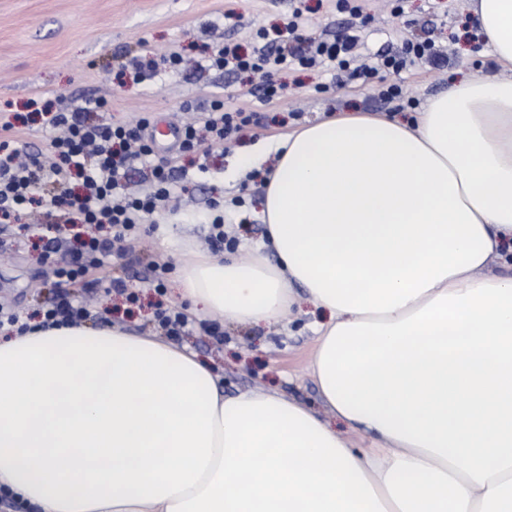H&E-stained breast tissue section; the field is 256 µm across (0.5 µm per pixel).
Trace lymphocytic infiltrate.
<instances>
[{
  "label": "lymphocytic infiltrate",
  "instance_id": "1",
  "mask_svg": "<svg viewBox=\"0 0 512 512\" xmlns=\"http://www.w3.org/2000/svg\"><path fill=\"white\" fill-rule=\"evenodd\" d=\"M304 26L302 18L289 21L285 30L291 41L273 51L260 47L249 54L237 47H215L205 59L206 66L265 76L263 99L270 102L280 95L276 76L291 67H326L355 80L381 72L401 76L411 56H425L436 63L441 60L429 45L410 43L398 54L361 57L356 53L359 34L315 40L303 36ZM153 124L149 113L133 122H115L103 116L92 120L79 109L55 113L51 119L54 134L46 148L52 159L48 166L40 158L28 156L27 145L20 139L0 140V224L19 220L26 209L41 211L48 234L49 272L57 284L88 292L114 291L136 302V294L129 292L124 280L102 277L100 271L111 257L137 240L139 225L148 223L158 211L173 213L178 208L173 192L176 168L171 163L152 165V186L146 193L129 191L125 184L131 161L149 163L155 154L150 137ZM259 124L257 112L226 108L223 98L216 96L195 121L179 125L175 152L205 159L213 146L229 143ZM49 181L60 187V194L46 196ZM60 224L86 229L67 259L61 258L62 244L54 235Z\"/></svg>",
  "mask_w": 512,
  "mask_h": 512
}]
</instances>
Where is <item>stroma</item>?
Segmentation results:
<instances>
[{"label": "stroma", "mask_w": 512, "mask_h": 512, "mask_svg": "<svg viewBox=\"0 0 512 512\" xmlns=\"http://www.w3.org/2000/svg\"><path fill=\"white\" fill-rule=\"evenodd\" d=\"M297 8L306 20L305 34L331 40L354 27L362 32L367 54L397 50L407 41L429 42L444 62L411 63L404 74L402 98L391 100L382 96L383 84L376 79L340 86L330 71H287L280 76L281 98L270 103L261 100L259 78L212 69L173 71L163 63L172 51L198 59L222 42L253 49L258 31L283 27ZM144 55L159 60L157 72L140 83H120L121 64ZM497 70L469 0H367L359 16L342 9L338 0H0V117L14 124L30 152H44L53 134L45 114L28 106L38 92L50 111H72L101 99L109 116L126 122L144 112L173 122L185 105L200 107L212 94L222 95L226 106L266 114L265 128L244 133L230 147H215L206 171H199L192 156L177 159L183 171L174 186L178 232L193 249L209 231L208 218L218 213L236 243L264 240L263 175L237 169L239 159L255 146L344 111L404 117L452 81ZM165 222V214H158L155 226H143L135 250L103 270L107 277H125L137 302L98 292L90 305L89 324L112 322L135 336L153 335L156 302L181 306L175 274H168L160 294L143 281L151 263L172 259L164 242ZM45 254L40 228L26 220L0 238V301L32 322L40 320L42 311L61 294L47 274ZM322 318V312L305 299L281 321L259 326L194 316L189 334L174 342L194 351L221 375L225 395L275 390L316 406L320 398L310 376L309 355L311 326Z\"/></svg>", "instance_id": "1"}]
</instances>
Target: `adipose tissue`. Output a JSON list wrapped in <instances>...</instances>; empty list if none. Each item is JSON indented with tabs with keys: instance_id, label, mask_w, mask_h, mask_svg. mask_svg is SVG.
Masks as SVG:
<instances>
[{
	"instance_id": "adipose-tissue-1",
	"label": "adipose tissue",
	"mask_w": 512,
	"mask_h": 512,
	"mask_svg": "<svg viewBox=\"0 0 512 512\" xmlns=\"http://www.w3.org/2000/svg\"><path fill=\"white\" fill-rule=\"evenodd\" d=\"M471 11L498 73L288 133L266 241L178 268L218 322L304 288L321 408L225 396L151 335L37 326L0 342V487L34 512H512V275L488 270L512 265V0Z\"/></svg>"
}]
</instances>
